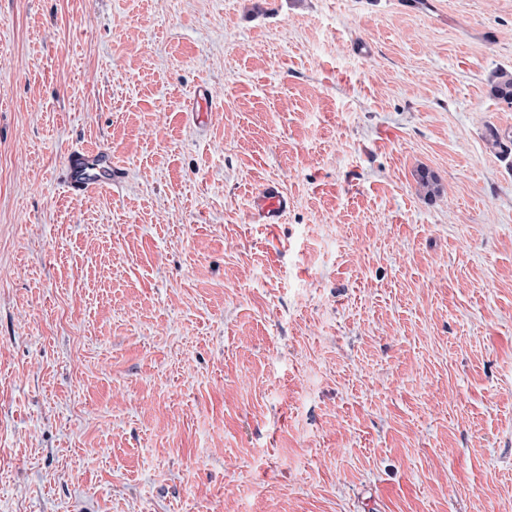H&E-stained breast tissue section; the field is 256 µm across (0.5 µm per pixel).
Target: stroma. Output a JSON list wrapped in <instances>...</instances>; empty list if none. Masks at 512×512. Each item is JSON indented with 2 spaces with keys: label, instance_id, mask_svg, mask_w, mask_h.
<instances>
[{
  "label": "stroma",
  "instance_id": "stroma-1",
  "mask_svg": "<svg viewBox=\"0 0 512 512\" xmlns=\"http://www.w3.org/2000/svg\"><path fill=\"white\" fill-rule=\"evenodd\" d=\"M498 67L512 0H0V512H512ZM99 168L107 170L106 177L101 178L94 172ZM116 177L115 169L112 170V155L108 152L76 150L67 157V183L73 191L82 193L112 187V179ZM287 199L275 184H268L257 201V212L262 223H279L287 208Z\"/></svg>",
  "mask_w": 512,
  "mask_h": 512
}]
</instances>
